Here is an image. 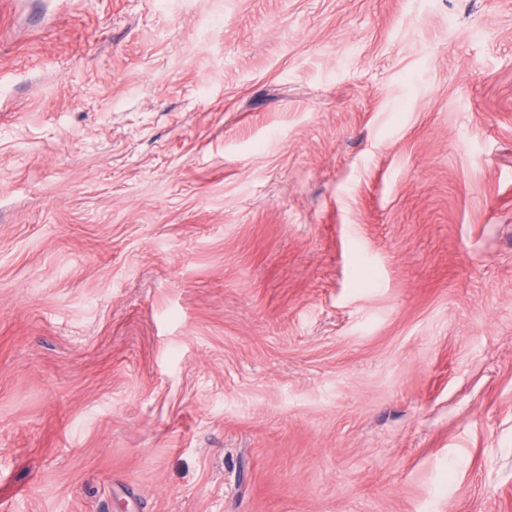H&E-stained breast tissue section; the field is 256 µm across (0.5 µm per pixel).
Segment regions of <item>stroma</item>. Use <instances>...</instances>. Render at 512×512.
Segmentation results:
<instances>
[{
	"instance_id": "1",
	"label": "stroma",
	"mask_w": 512,
	"mask_h": 512,
	"mask_svg": "<svg viewBox=\"0 0 512 512\" xmlns=\"http://www.w3.org/2000/svg\"><path fill=\"white\" fill-rule=\"evenodd\" d=\"M0 512H512V0H0Z\"/></svg>"
}]
</instances>
